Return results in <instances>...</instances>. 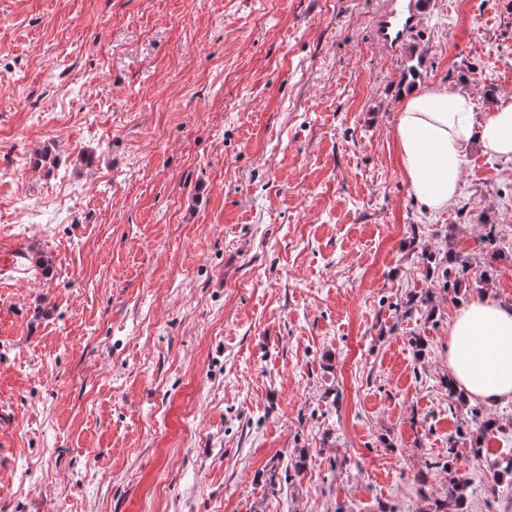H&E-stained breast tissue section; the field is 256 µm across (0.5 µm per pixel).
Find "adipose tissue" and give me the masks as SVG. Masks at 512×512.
Masks as SVG:
<instances>
[{
  "instance_id": "ef3b65f1",
  "label": "adipose tissue",
  "mask_w": 512,
  "mask_h": 512,
  "mask_svg": "<svg viewBox=\"0 0 512 512\" xmlns=\"http://www.w3.org/2000/svg\"><path fill=\"white\" fill-rule=\"evenodd\" d=\"M482 144L512 159V100L477 118L467 95L446 87L411 89L396 122L401 168L415 198L431 212L456 198L463 154ZM448 374L465 395L489 406L512 400V306L483 297L463 303L448 330Z\"/></svg>"
}]
</instances>
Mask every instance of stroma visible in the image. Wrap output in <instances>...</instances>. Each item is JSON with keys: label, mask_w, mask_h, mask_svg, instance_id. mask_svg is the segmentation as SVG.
Segmentation results:
<instances>
[{"label": "stroma", "mask_w": 512, "mask_h": 512, "mask_svg": "<svg viewBox=\"0 0 512 512\" xmlns=\"http://www.w3.org/2000/svg\"><path fill=\"white\" fill-rule=\"evenodd\" d=\"M391 2L0 0V512L444 497L476 406L448 328L512 305V160L470 145L428 212L396 117L512 97V0H423L396 54ZM479 409L469 512H512V401Z\"/></svg>", "instance_id": "35a3bbf8"}]
</instances>
